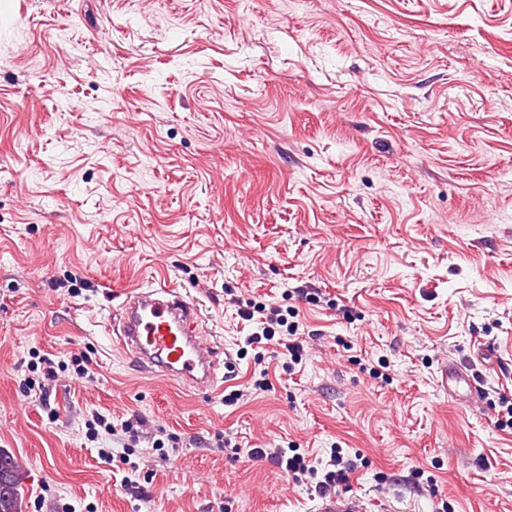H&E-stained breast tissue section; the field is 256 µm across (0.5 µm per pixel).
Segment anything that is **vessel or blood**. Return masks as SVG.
<instances>
[{"label":"vessel or blood","mask_w":512,"mask_h":512,"mask_svg":"<svg viewBox=\"0 0 512 512\" xmlns=\"http://www.w3.org/2000/svg\"><path fill=\"white\" fill-rule=\"evenodd\" d=\"M120 348L145 371L176 381L198 393L215 389L220 350L204 328L198 309L177 288L161 284L127 291L121 305ZM439 387L461 404L479 390L472 374L455 363L441 369ZM317 512H363L356 500L322 498Z\"/></svg>","instance_id":"b4317fda"}]
</instances>
